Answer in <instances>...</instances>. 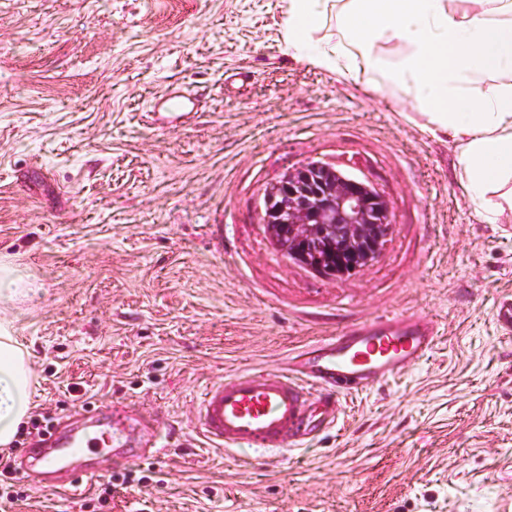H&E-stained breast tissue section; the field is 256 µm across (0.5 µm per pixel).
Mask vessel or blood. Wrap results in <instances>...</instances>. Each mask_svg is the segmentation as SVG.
<instances>
[{
  "label": "vessel or blood",
  "instance_id": "obj_1",
  "mask_svg": "<svg viewBox=\"0 0 512 512\" xmlns=\"http://www.w3.org/2000/svg\"><path fill=\"white\" fill-rule=\"evenodd\" d=\"M196 109L195 99L173 85L151 105L153 113L177 120ZM493 321L502 334H512V295L497 302ZM441 337L439 323L417 313L349 321L289 356L282 368L248 369L207 385L200 396L198 432L224 450L303 446L336 425L343 398L390 383L419 366ZM74 414V421L51 429L37 448L18 456L19 463L38 468L44 487L79 491L84 480L97 475L82 464L94 448L107 449L117 468L162 451L153 409L89 403Z\"/></svg>",
  "mask_w": 512,
  "mask_h": 512
}]
</instances>
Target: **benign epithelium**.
<instances>
[{
  "label": "benign epithelium",
  "instance_id": "7a95c632",
  "mask_svg": "<svg viewBox=\"0 0 512 512\" xmlns=\"http://www.w3.org/2000/svg\"><path fill=\"white\" fill-rule=\"evenodd\" d=\"M259 215L286 257L327 278L348 276L372 263L392 224L388 199L358 176L322 161L270 183Z\"/></svg>",
  "mask_w": 512,
  "mask_h": 512
}]
</instances>
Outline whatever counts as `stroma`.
Returning a JSON list of instances; mask_svg holds the SVG:
<instances>
[{"mask_svg": "<svg viewBox=\"0 0 512 512\" xmlns=\"http://www.w3.org/2000/svg\"><path fill=\"white\" fill-rule=\"evenodd\" d=\"M283 0H0V259L31 283L9 305L31 414L75 403L155 408L176 430L107 504L109 471L73 496L18 474L12 512H512V233L476 215L454 144L385 79L293 60ZM242 67L247 82L225 83ZM178 83L204 111L177 126L150 101ZM322 161L392 206L382 254L319 276L259 222L265 187ZM435 318L434 353L347 398L337 427L270 457L198 437L203 388L344 322ZM492 318L503 335L512 334V295L503 296L497 302Z\"/></svg>", "mask_w": 512, "mask_h": 512, "instance_id": "stroma-1", "label": "stroma"}]
</instances>
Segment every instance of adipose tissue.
<instances>
[{
    "label": "adipose tissue",
    "mask_w": 512,
    "mask_h": 512,
    "mask_svg": "<svg viewBox=\"0 0 512 512\" xmlns=\"http://www.w3.org/2000/svg\"><path fill=\"white\" fill-rule=\"evenodd\" d=\"M284 43L293 59L374 83L380 49L402 45L390 80L413 98L423 130L455 143L460 180L477 214L512 222V0H286ZM336 15L351 50L321 41ZM481 82L477 94L469 84ZM29 283L0 263V446L29 411L30 370L3 310Z\"/></svg>",
    "instance_id": "adipose-tissue-1"
}]
</instances>
